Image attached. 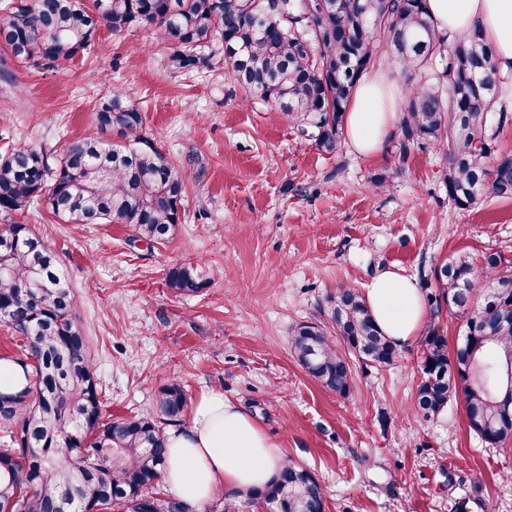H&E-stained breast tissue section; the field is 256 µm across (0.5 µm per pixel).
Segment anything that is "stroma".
<instances>
[{
  "label": "stroma",
  "instance_id": "35a3bbf8",
  "mask_svg": "<svg viewBox=\"0 0 512 512\" xmlns=\"http://www.w3.org/2000/svg\"><path fill=\"white\" fill-rule=\"evenodd\" d=\"M119 89L177 161L185 216L147 248L123 224H64L30 206L12 218L56 250L90 338L105 415L155 409L175 380L190 402L222 391L261 424L283 459L315 474L326 512H512V439L485 444L462 400L435 417L413 406L419 342L389 366L353 364L342 396L300 365L301 323L328 325L330 296L388 268L435 288V263L496 251L512 267V200L448 201L435 145L398 160L399 133L370 157L348 141L318 150L275 107L244 99L224 73L171 70L152 30L101 29L88 53L37 71L0 49V155L15 143L60 154L94 134L93 101ZM388 176L387 191L372 189ZM200 264L208 285L180 298L168 270Z\"/></svg>",
  "mask_w": 512,
  "mask_h": 512
}]
</instances>
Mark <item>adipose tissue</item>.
<instances>
[{
    "instance_id": "1",
    "label": "adipose tissue",
    "mask_w": 512,
    "mask_h": 512,
    "mask_svg": "<svg viewBox=\"0 0 512 512\" xmlns=\"http://www.w3.org/2000/svg\"><path fill=\"white\" fill-rule=\"evenodd\" d=\"M427 6L439 32L481 31L501 71L512 70V0H427ZM396 118L395 93L386 75L360 78L346 113L352 148L366 157L376 154ZM362 295L381 333L397 347L420 334L426 313L413 278L387 269L366 284ZM167 448L164 482L191 506L221 491L263 489L282 465L279 448L258 421L217 390L202 394L187 423L168 432Z\"/></svg>"
}]
</instances>
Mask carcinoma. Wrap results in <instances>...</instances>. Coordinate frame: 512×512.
Returning a JSON list of instances; mask_svg holds the SVG:
<instances>
[{"instance_id": "cac0c4a2", "label": "carcinoma", "mask_w": 512, "mask_h": 512, "mask_svg": "<svg viewBox=\"0 0 512 512\" xmlns=\"http://www.w3.org/2000/svg\"><path fill=\"white\" fill-rule=\"evenodd\" d=\"M0 10V47L37 69L74 59L103 26L153 29L175 71L209 65L219 42L224 69L244 98L275 106L327 153L337 149L356 82L384 50L396 57L408 88L400 160L428 142L438 145L448 200L460 209L512 198V151L496 154L492 146L512 123L501 102L507 77L480 31L451 39L439 33L426 0H5ZM95 121L98 135L71 142L58 156L25 144L1 155L0 214L41 204L67 224H125L135 240L165 241L182 221L179 168L143 133V110L124 92L96 101ZM112 131L124 141L103 138ZM503 261L493 252L479 272L465 255L435 265L437 287L426 295L431 312L445 306L466 316L478 348L450 358L446 336L429 325L415 399L431 417L462 397L470 429L491 445L512 438V412L501 405L508 383L495 391L475 369L484 362L490 376L493 358L512 354V270L502 269ZM478 273L494 284L481 304L473 293ZM206 285L197 263L166 274L167 288L180 296ZM0 318L23 337L9 360L30 368L23 390L0 394V512H187L181 501L154 492L163 479L165 427L183 422V387L162 385L151 415H103L57 252L19 222L0 224ZM330 320L334 335L301 323L290 343L310 375L345 396L353 383L347 355L387 366L397 348L356 288L330 298ZM257 496L277 512H326L319 480L291 460Z\"/></svg>"}]
</instances>
